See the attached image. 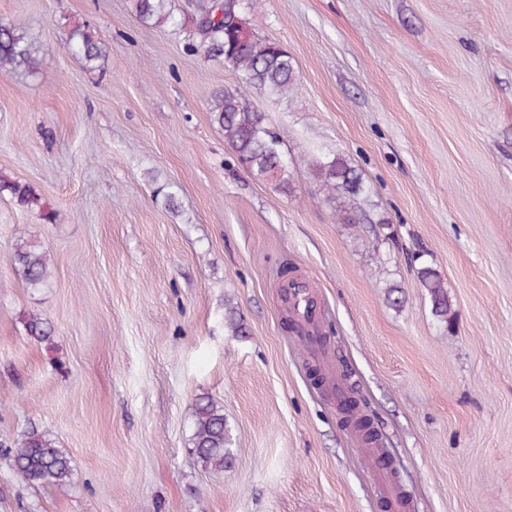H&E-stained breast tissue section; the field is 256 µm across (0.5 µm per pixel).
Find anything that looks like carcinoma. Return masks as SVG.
Here are the masks:
<instances>
[{
	"mask_svg": "<svg viewBox=\"0 0 512 512\" xmlns=\"http://www.w3.org/2000/svg\"><path fill=\"white\" fill-rule=\"evenodd\" d=\"M136 19L153 26H184L174 15L171 0H130ZM244 0H207L192 17L187 48L207 58L220 59L242 75L246 84L283 96L294 84V64L286 53L278 52L272 42L260 38L244 19ZM67 42L70 51L96 68L105 60L104 44L84 23L72 26ZM40 48L21 29L0 24V75L29 71L39 62ZM212 121L224 132V140L238 163L247 164L256 179L275 183L286 192L291 188V171L282 151L281 140L267 124L262 112L252 110L237 90H224L215 95L210 109ZM316 175L326 189L342 196H358L364 183L347 160L336 155L326 157L316 167ZM8 197L29 210H42V197L28 183L0 177V197ZM14 261L26 284L41 288L48 283V258L40 245L20 240L14 250ZM422 287L432 302V311L446 323L453 318L452 301L447 285L429 266L419 271ZM193 451L206 466L224 468L230 450L224 411L213 402L199 404L194 414ZM0 459L19 473L31 486L63 485L71 482L73 467L70 457L56 446L50 433L30 427L11 443L0 442Z\"/></svg>",
	"mask_w": 512,
	"mask_h": 512,
	"instance_id": "carcinoma-1",
	"label": "carcinoma"
}]
</instances>
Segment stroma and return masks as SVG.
<instances>
[{
  "mask_svg": "<svg viewBox=\"0 0 512 512\" xmlns=\"http://www.w3.org/2000/svg\"><path fill=\"white\" fill-rule=\"evenodd\" d=\"M245 17L294 63L288 95L246 92L281 136L286 192L236 163L210 108L240 81L186 29L141 25L128 0H0L44 49L0 76V176L44 203L0 197V438L45 428L74 468L34 488L0 464V512H383L373 458L283 325L285 265L407 512H512V0H257ZM78 21L102 68L68 51ZM336 154L362 195L328 198L313 167ZM21 236L50 257L44 287L14 262ZM202 400L224 410L220 470L190 452ZM2 196L29 210L40 212L43 208L42 197L35 188L18 180L0 177V197ZM419 278L423 288H426L432 302V311L440 321L448 324L454 315L452 301L448 295V286L444 284L438 273L429 266L422 267Z\"/></svg>",
  "mask_w": 512,
  "mask_h": 512,
  "instance_id": "stroma-1",
  "label": "stroma"
}]
</instances>
